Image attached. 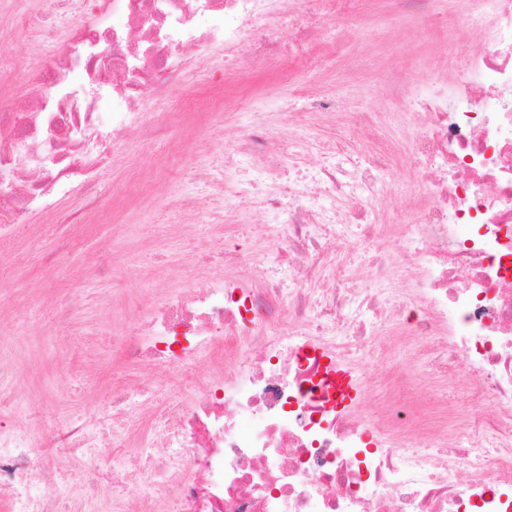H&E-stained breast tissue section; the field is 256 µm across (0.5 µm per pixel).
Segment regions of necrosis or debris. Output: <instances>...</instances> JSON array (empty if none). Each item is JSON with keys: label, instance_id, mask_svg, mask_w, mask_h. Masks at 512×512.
Returning a JSON list of instances; mask_svg holds the SVG:
<instances>
[{"label": "necrosis or debris", "instance_id": "4bbe7bcc", "mask_svg": "<svg viewBox=\"0 0 512 512\" xmlns=\"http://www.w3.org/2000/svg\"><path fill=\"white\" fill-rule=\"evenodd\" d=\"M360 0H112L111 16L70 24L72 50L28 73L0 111V243L52 199L86 184L114 140L138 125L144 91L164 95L214 46L250 40L303 68L338 52L317 22H347ZM483 45L455 80L389 83L419 120L411 165L428 205L415 224L380 223L371 172L333 166L277 188L270 247L225 252L226 270L194 295L172 291L119 337L127 361L175 375L151 425L129 387L112 391L95 428L45 423L40 437L0 420V503L7 512H123L112 488L162 495L169 512H512V0H465ZM243 125L234 153L258 172L278 157ZM341 210L319 202V190ZM400 233L402 255L382 249ZM375 248L370 287L330 274L326 246ZM414 346L431 369L395 361ZM385 361L369 392L352 362ZM224 368L203 374L201 352ZM448 382L477 407L436 397ZM198 389L189 400L184 385ZM161 451H128L146 428ZM124 446L107 475L90 463Z\"/></svg>", "mask_w": 512, "mask_h": 512}]
</instances>
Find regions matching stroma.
<instances>
[{"label": "stroma", "instance_id": "obj_1", "mask_svg": "<svg viewBox=\"0 0 512 512\" xmlns=\"http://www.w3.org/2000/svg\"><path fill=\"white\" fill-rule=\"evenodd\" d=\"M82 5V0H62L51 10L44 0H0V102L26 91L22 71L11 65V58L22 59L30 69L45 66L67 49L70 21L83 13ZM360 13L361 24L353 34L335 21L324 23V36L339 44L341 52L322 69L302 75L307 91L335 93L347 100L349 110L317 115L298 137L282 136L281 130L294 113L305 111V99L289 93L281 82L279 61L253 59L245 43L229 51L213 49L196 70L170 86L167 100L144 95V119L149 122L197 90L214 87L231 64L238 82L226 87L228 100L247 94L251 101L243 112L231 108L166 129V136L180 140L182 147L168 157L169 176L163 181L151 166L152 138L134 134L115 145L114 159L101 172L98 187L121 188L137 180L144 192L123 202L108 237L89 225L65 223V216L82 206L88 194L83 188L33 214L18 237L0 248V269L7 273L0 284V362L12 369L0 379V391L21 394L44 418L84 421L109 404L116 384L166 381L162 368L130 364L116 355L115 339L161 295L189 286L182 271L193 258L219 255L228 244L245 255L267 249L270 241L254 218L272 186L287 179L325 164L368 168L378 182L393 189L376 204L380 221H415L424 202L415 192L407 154L399 149L410 139L414 124L390 102L386 76L403 71L416 78L437 73L455 77L465 54L476 47L474 23L461 17L449 24L447 36L433 39L426 20L416 14L400 18L391 0H362ZM377 109L386 114L383 131L395 148L385 166L373 162L375 132L348 119L349 112ZM245 121L276 134L281 154L288 157L272 182L257 181L252 167L233 161L237 128ZM230 175L250 189L233 224L224 221L219 191ZM47 224L81 238L83 245L52 265L39 266L35 258ZM105 250L112 256L111 268L90 275V263ZM331 257L337 275L353 286L365 287L372 279L374 268L356 243L347 242ZM68 288L79 291V308L63 321L51 319L59 292Z\"/></svg>", "mask_w": 512, "mask_h": 512}]
</instances>
